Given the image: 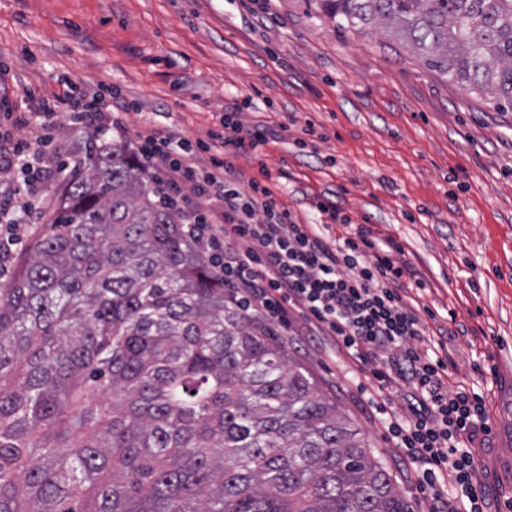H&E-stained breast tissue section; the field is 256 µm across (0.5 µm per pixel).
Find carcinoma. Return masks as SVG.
Segmentation results:
<instances>
[{"label":"carcinoma","mask_w":512,"mask_h":512,"mask_svg":"<svg viewBox=\"0 0 512 512\" xmlns=\"http://www.w3.org/2000/svg\"><path fill=\"white\" fill-rule=\"evenodd\" d=\"M512 107V0H320ZM0 289V512H412L275 333L91 133ZM22 372H16L18 364Z\"/></svg>","instance_id":"1"}]
</instances>
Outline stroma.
Instances as JSON below:
<instances>
[{"label": "stroma", "mask_w": 512, "mask_h": 512, "mask_svg": "<svg viewBox=\"0 0 512 512\" xmlns=\"http://www.w3.org/2000/svg\"><path fill=\"white\" fill-rule=\"evenodd\" d=\"M111 87L99 110L113 141L141 132L206 139L238 100L263 127L236 171H284L280 199L303 222L313 197L394 238L418 270L428 338L452 322L450 386L484 398L491 431L477 476L492 512L512 498V110L449 81L380 32L320 17L313 0H0V94L65 98ZM289 356L368 441L414 512L429 500L366 400L375 383L322 336L279 330Z\"/></svg>", "instance_id": "1"}]
</instances>
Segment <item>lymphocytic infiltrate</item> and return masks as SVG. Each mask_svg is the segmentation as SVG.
I'll use <instances>...</instances> for the list:
<instances>
[{
    "label": "lymphocytic infiltrate",
    "instance_id": "1",
    "mask_svg": "<svg viewBox=\"0 0 512 512\" xmlns=\"http://www.w3.org/2000/svg\"><path fill=\"white\" fill-rule=\"evenodd\" d=\"M64 107L75 123L98 120L97 102L74 97L46 98L27 112L0 102V114L14 126L37 133L28 141L0 131V171L12 176L0 190V227L8 233L0 272L12 258L11 247L23 244L31 214L43 206L39 190L53 175L46 149ZM266 142L263 130L244 128L228 112L207 140L148 131L138 151L164 173L172 194L192 185L194 196L181 208L182 232L237 303L286 328L304 324L369 367L376 383L368 402L394 446L416 465L415 486L429 491L430 512H489L474 449L490 429L485 402L476 392L449 387L446 341H424L422 319L407 302L409 287L424 286L418 271L403 259L397 241L377 237L370 225L352 224L336 203L313 199L311 208L326 220L303 224L278 198L277 177L259 182L236 174L231 156ZM204 153L209 161L202 166ZM331 220L345 227L344 235H328Z\"/></svg>",
    "mask_w": 512,
    "mask_h": 512
}]
</instances>
